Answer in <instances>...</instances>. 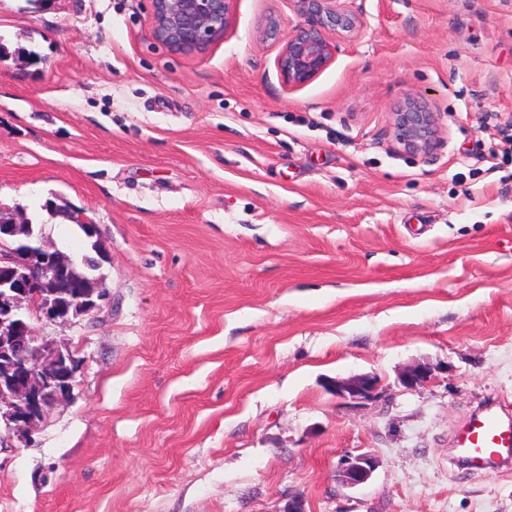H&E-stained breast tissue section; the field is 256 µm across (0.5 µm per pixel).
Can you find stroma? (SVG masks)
I'll return each mask as SVG.
<instances>
[{"label": "stroma", "mask_w": 512, "mask_h": 512, "mask_svg": "<svg viewBox=\"0 0 512 512\" xmlns=\"http://www.w3.org/2000/svg\"><path fill=\"white\" fill-rule=\"evenodd\" d=\"M349 5L367 32L292 90L261 36L292 0H231L199 55L152 39L149 0H0V210L74 258L43 204L84 211L110 292L33 321L83 364L32 443L0 447V512H512V472L448 451L512 405V0ZM408 94L433 154L394 147ZM359 374L374 401L327 387ZM362 453L377 469L344 485ZM378 466L377 460L369 454L345 456L340 461V477L349 487L366 483Z\"/></svg>", "instance_id": "obj_1"}]
</instances>
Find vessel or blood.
<instances>
[{"label":"vessel or blood","mask_w":512,"mask_h":512,"mask_svg":"<svg viewBox=\"0 0 512 512\" xmlns=\"http://www.w3.org/2000/svg\"><path fill=\"white\" fill-rule=\"evenodd\" d=\"M451 458L469 472L512 466V414L496 402L478 407L456 433Z\"/></svg>","instance_id":"1"}]
</instances>
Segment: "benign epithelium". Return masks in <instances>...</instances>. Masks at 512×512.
Instances as JSON below:
<instances>
[{"label":"benign epithelium","instance_id":"obj_1","mask_svg":"<svg viewBox=\"0 0 512 512\" xmlns=\"http://www.w3.org/2000/svg\"><path fill=\"white\" fill-rule=\"evenodd\" d=\"M149 33L173 53L205 51L232 27L229 0H150ZM303 21L281 36L279 21L270 16L262 30L267 39L282 40L277 66L286 84L300 88L319 76L336 58L333 36L357 37L368 28L363 13L353 11L348 0H293ZM394 145L399 151L429 155L440 145L436 113L413 96L405 97L393 112ZM88 240L99 246L98 226L75 211ZM75 260L34 236L31 222L0 219V266L9 276L0 278V444L32 440V431L54 404L73 389L81 368L76 351L47 337L33 334L31 320L48 323L88 315L108 302L100 276L91 275L67 295ZM424 366L406 370L401 382L409 390L428 382ZM378 380L370 375L337 379L329 383L336 398L365 403L378 397ZM378 466L369 454L346 456L340 477L348 487L366 483Z\"/></svg>","mask_w":512,"mask_h":512}]
</instances>
